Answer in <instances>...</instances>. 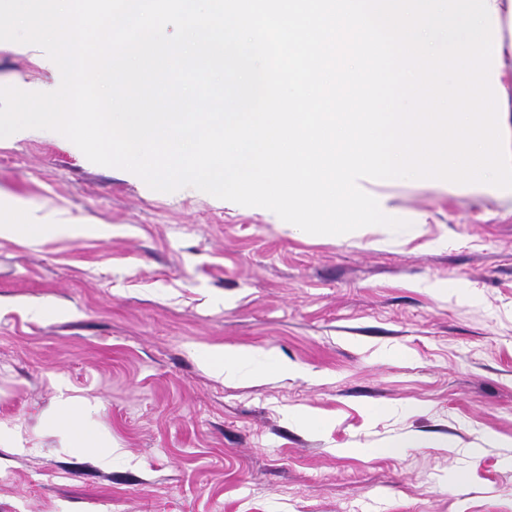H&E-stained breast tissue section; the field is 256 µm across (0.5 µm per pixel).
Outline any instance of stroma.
I'll return each mask as SVG.
<instances>
[{
    "label": "stroma",
    "mask_w": 512,
    "mask_h": 512,
    "mask_svg": "<svg viewBox=\"0 0 512 512\" xmlns=\"http://www.w3.org/2000/svg\"><path fill=\"white\" fill-rule=\"evenodd\" d=\"M18 78L61 81L1 48ZM373 190L422 235H310L37 132L1 143V192L96 231L0 239V429L22 437L0 512H512V205ZM220 348L283 370L224 381ZM62 393L110 465L49 425Z\"/></svg>",
    "instance_id": "35a3bbf8"
}]
</instances>
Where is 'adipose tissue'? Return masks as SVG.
Instances as JSON below:
<instances>
[{"mask_svg": "<svg viewBox=\"0 0 512 512\" xmlns=\"http://www.w3.org/2000/svg\"><path fill=\"white\" fill-rule=\"evenodd\" d=\"M81 232V225L73 223L62 209L35 210L19 199L0 195L1 239L38 242L49 237H75ZM264 358V353L258 350H228L216 353L208 366L216 375L237 379L252 376L255 364ZM49 420L63 435L67 447L75 451L102 449L101 460L106 464L118 452L111 438L91 421L86 402L60 396Z\"/></svg>", "mask_w": 512, "mask_h": 512, "instance_id": "adipose-tissue-1", "label": "adipose tissue"}]
</instances>
